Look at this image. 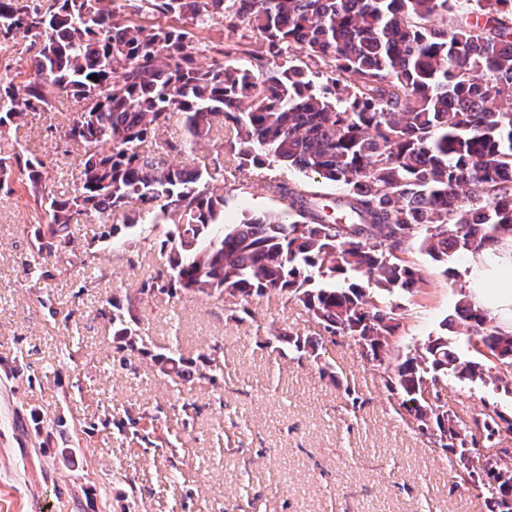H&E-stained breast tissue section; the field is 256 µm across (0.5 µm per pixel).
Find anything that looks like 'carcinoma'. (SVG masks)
<instances>
[{
    "label": "carcinoma",
    "mask_w": 512,
    "mask_h": 512,
    "mask_svg": "<svg viewBox=\"0 0 512 512\" xmlns=\"http://www.w3.org/2000/svg\"><path fill=\"white\" fill-rule=\"evenodd\" d=\"M217 18L229 34H258L262 50L195 38ZM19 34L35 54L22 83L0 76V187L15 168L24 177L44 218L37 254L69 249L72 226L121 210L126 227L169 246L142 290L178 288L246 315L250 298L278 293L321 333L273 326L268 346L334 380L327 344L351 340L381 370L394 411L455 458L451 489L478 480L489 512H512V466L494 470L476 452L487 442L512 460L501 445L512 408L491 399L465 422L440 403L450 379L512 395V329L461 292L443 326L474 359L446 336L402 358L389 301L425 285L412 249L456 277L448 260L512 244V0H0V44ZM205 52L213 60L200 67ZM48 87L79 104L64 137L83 169L65 198L43 192V162L8 138L27 112L51 111ZM204 141L216 171L277 166L340 185L341 220L282 176L264 185L278 209L225 222L209 171L171 162ZM111 306L118 351L135 350L144 336ZM223 349L212 345L208 375L176 347L153 361L179 392L224 373Z\"/></svg>",
    "instance_id": "carcinoma-1"
}]
</instances>
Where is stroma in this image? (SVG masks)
Listing matches in <instances>:
<instances>
[{
  "instance_id": "1",
  "label": "stroma",
  "mask_w": 512,
  "mask_h": 512,
  "mask_svg": "<svg viewBox=\"0 0 512 512\" xmlns=\"http://www.w3.org/2000/svg\"><path fill=\"white\" fill-rule=\"evenodd\" d=\"M51 111L28 113L16 138L43 162L54 194H70L82 168L65 151L76 111L57 92ZM277 167L241 175L225 215L277 207L268 178ZM38 212L22 188L0 189V512H488L481 488L451 489L445 453L393 411L380 372L356 345L337 338L328 352L368 398L348 407L344 387L265 347L270 324L304 335L319 327L277 295L252 298L237 320L201 295L142 292L167 261L158 237L128 234L121 213L75 228L73 251L38 256ZM427 281L398 294L399 354L443 334L462 287L419 251L408 253ZM41 272L25 273L28 262ZM129 309L142 350L118 352L109 298ZM224 343V374L176 393L151 356L179 345L202 362ZM172 451L148 445L147 432Z\"/></svg>"
}]
</instances>
